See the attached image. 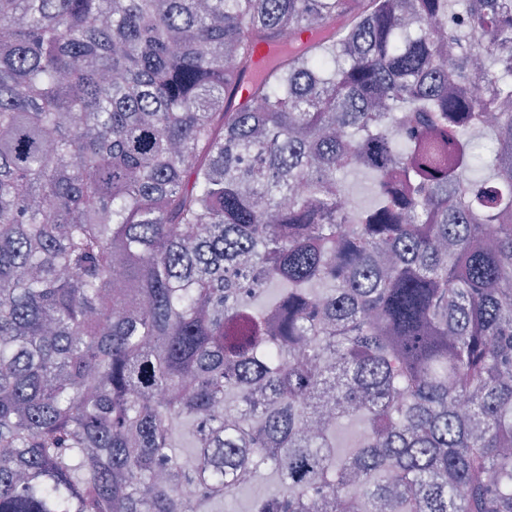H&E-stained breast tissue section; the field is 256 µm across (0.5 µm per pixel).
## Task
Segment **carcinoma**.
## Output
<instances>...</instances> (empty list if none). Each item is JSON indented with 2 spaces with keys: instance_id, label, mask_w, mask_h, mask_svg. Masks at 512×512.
Here are the masks:
<instances>
[{
  "instance_id": "carcinoma-1",
  "label": "carcinoma",
  "mask_w": 512,
  "mask_h": 512,
  "mask_svg": "<svg viewBox=\"0 0 512 512\" xmlns=\"http://www.w3.org/2000/svg\"><path fill=\"white\" fill-rule=\"evenodd\" d=\"M243 487L512 512V0H0V512Z\"/></svg>"
}]
</instances>
